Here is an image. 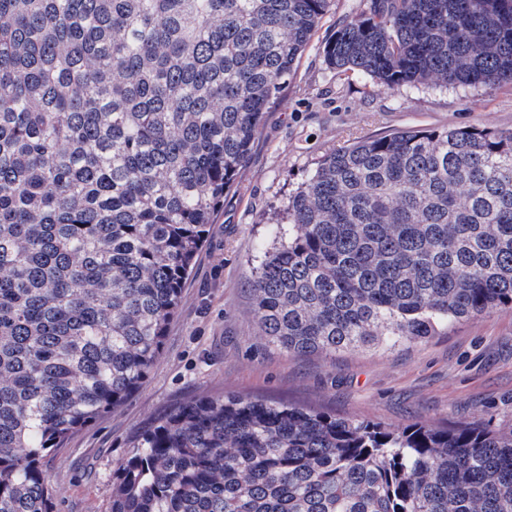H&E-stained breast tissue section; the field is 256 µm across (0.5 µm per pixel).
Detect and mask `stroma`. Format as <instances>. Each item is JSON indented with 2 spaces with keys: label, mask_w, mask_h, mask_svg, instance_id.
<instances>
[{
  "label": "stroma",
  "mask_w": 512,
  "mask_h": 512,
  "mask_svg": "<svg viewBox=\"0 0 512 512\" xmlns=\"http://www.w3.org/2000/svg\"><path fill=\"white\" fill-rule=\"evenodd\" d=\"M366 0H335L265 116L238 187L209 227L147 381L46 462L53 512H110L112 470L135 433L171 405L237 395L402 429L414 422L512 427V310L457 323L424 342L293 357L260 336L250 296L271 224L325 155L409 128L512 130V88H377L328 68L323 48Z\"/></svg>",
  "instance_id": "35a3bbf8"
}]
</instances>
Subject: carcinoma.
<instances>
[{"mask_svg":"<svg viewBox=\"0 0 512 512\" xmlns=\"http://www.w3.org/2000/svg\"><path fill=\"white\" fill-rule=\"evenodd\" d=\"M333 2L0 0V512H53L44 459L144 382ZM324 53L380 88L512 86V0H368ZM287 219L251 292L290 355L512 309V132L356 141ZM113 474L111 512H512V429L202 395Z\"/></svg>","mask_w":512,"mask_h":512,"instance_id":"carcinoma-1","label":"carcinoma"}]
</instances>
